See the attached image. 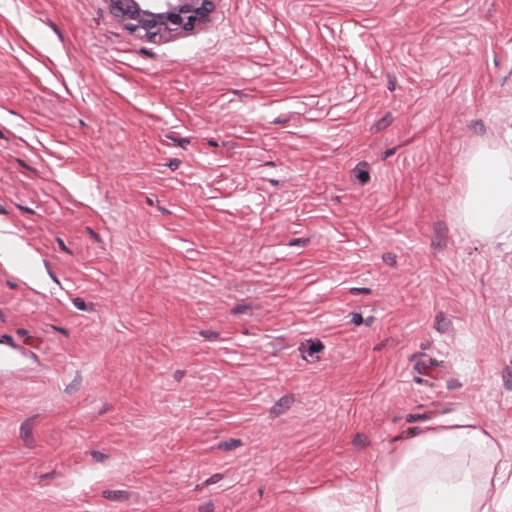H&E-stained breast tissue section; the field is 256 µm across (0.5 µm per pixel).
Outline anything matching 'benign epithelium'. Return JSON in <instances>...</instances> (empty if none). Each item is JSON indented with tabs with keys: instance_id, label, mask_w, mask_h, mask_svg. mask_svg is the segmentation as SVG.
I'll return each mask as SVG.
<instances>
[{
	"instance_id": "benign-epithelium-1",
	"label": "benign epithelium",
	"mask_w": 512,
	"mask_h": 512,
	"mask_svg": "<svg viewBox=\"0 0 512 512\" xmlns=\"http://www.w3.org/2000/svg\"><path fill=\"white\" fill-rule=\"evenodd\" d=\"M112 23L158 44L190 36L209 21L222 0H105Z\"/></svg>"
}]
</instances>
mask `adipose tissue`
I'll return each mask as SVG.
<instances>
[{
    "instance_id": "ef3b65f1",
    "label": "adipose tissue",
    "mask_w": 512,
    "mask_h": 512,
    "mask_svg": "<svg viewBox=\"0 0 512 512\" xmlns=\"http://www.w3.org/2000/svg\"><path fill=\"white\" fill-rule=\"evenodd\" d=\"M459 218L479 232L512 222V135L471 159ZM495 445L493 433L474 420L435 418L405 443L362 512H512V467L500 468L493 486L478 490L469 469L449 464L459 449Z\"/></svg>"
}]
</instances>
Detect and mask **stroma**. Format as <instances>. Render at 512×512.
<instances>
[{
    "label": "stroma",
    "instance_id": "stroma-1",
    "mask_svg": "<svg viewBox=\"0 0 512 512\" xmlns=\"http://www.w3.org/2000/svg\"><path fill=\"white\" fill-rule=\"evenodd\" d=\"M512 0H0V512H358L426 423L512 466ZM112 23L158 44L190 36L209 21L221 0H105ZM511 158L512 133L506 143L481 151L471 159L458 211L462 224L479 232H499L503 228L497 224L512 222Z\"/></svg>",
    "mask_w": 512,
    "mask_h": 512
}]
</instances>
